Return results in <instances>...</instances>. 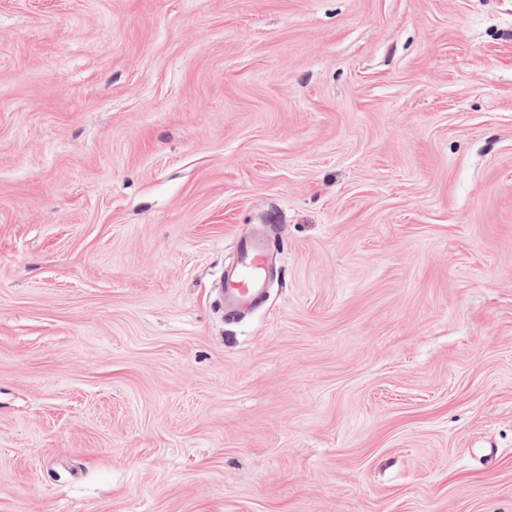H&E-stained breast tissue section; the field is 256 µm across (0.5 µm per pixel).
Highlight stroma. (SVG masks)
<instances>
[{
    "label": "stroma",
    "instance_id": "stroma-1",
    "mask_svg": "<svg viewBox=\"0 0 512 512\" xmlns=\"http://www.w3.org/2000/svg\"><path fill=\"white\" fill-rule=\"evenodd\" d=\"M0 512H512V0H0ZM237 263L224 272V314L237 316L264 296L270 262V247L260 237L240 241L236 247Z\"/></svg>",
    "mask_w": 512,
    "mask_h": 512
}]
</instances>
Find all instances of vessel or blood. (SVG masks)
Segmentation results:
<instances>
[{
	"mask_svg": "<svg viewBox=\"0 0 512 512\" xmlns=\"http://www.w3.org/2000/svg\"><path fill=\"white\" fill-rule=\"evenodd\" d=\"M237 263L224 274V313L239 315L264 296L270 262V247L260 237L242 240L236 247Z\"/></svg>",
	"mask_w": 512,
	"mask_h": 512,
	"instance_id": "obj_1",
	"label": "vessel or blood"
}]
</instances>
